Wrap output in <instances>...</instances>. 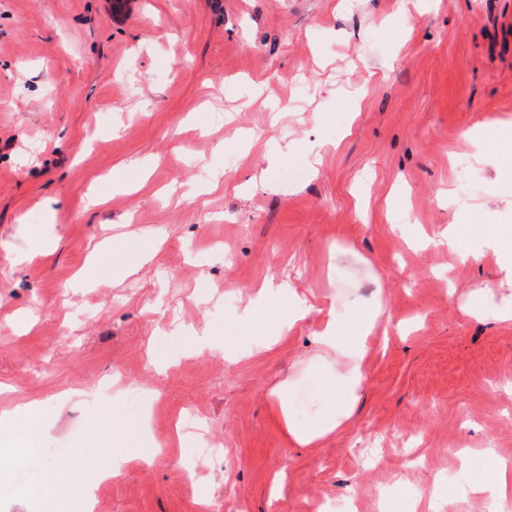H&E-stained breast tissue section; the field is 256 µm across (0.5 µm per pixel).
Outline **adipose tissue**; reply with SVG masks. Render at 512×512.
<instances>
[{
	"mask_svg": "<svg viewBox=\"0 0 512 512\" xmlns=\"http://www.w3.org/2000/svg\"><path fill=\"white\" fill-rule=\"evenodd\" d=\"M440 241L449 250L459 252L462 261H477L487 257L494 259L503 283L512 288V249H505L502 237L491 238L486 251L463 252L459 249L456 228L451 225L442 232ZM257 300L262 305L276 300L281 302L282 307L275 310L269 333L265 336L251 335L250 314L244 313L236 317L234 339L238 344L236 353L241 357L271 350L311 312L307 300L298 295L288 279L264 283L257 293ZM381 314V306L367 309L362 316L360 329L349 336L340 335L339 317L336 313H329L321 323L315 334L320 350L319 359L332 371L333 376L325 389L324 414L319 427L311 430L296 422L289 412L287 397L279 399L283 424L289 437L297 444L306 445L316 438L332 433L351 417L365 379L363 366L368 352V340L373 335Z\"/></svg>",
	"mask_w": 512,
	"mask_h": 512,
	"instance_id": "ef3b65f1",
	"label": "adipose tissue"
}]
</instances>
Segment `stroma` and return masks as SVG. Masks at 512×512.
Here are the masks:
<instances>
[{
    "label": "stroma",
    "mask_w": 512,
    "mask_h": 512,
    "mask_svg": "<svg viewBox=\"0 0 512 512\" xmlns=\"http://www.w3.org/2000/svg\"><path fill=\"white\" fill-rule=\"evenodd\" d=\"M510 142L512 0H0V412L45 423L0 425V512H36L27 448L65 446V475L127 460L94 512H432L438 479L488 512L459 487L490 447L512 512V323L478 314L507 289L432 242L512 226ZM272 277L313 306L285 341L182 347ZM379 298L350 421L292 442L278 385L315 423L314 331ZM5 422H13L14 425L22 424L23 435L26 439L33 438L42 428V422L38 412L33 406L18 407L13 413L0 414Z\"/></svg>",
    "instance_id": "1"
}]
</instances>
